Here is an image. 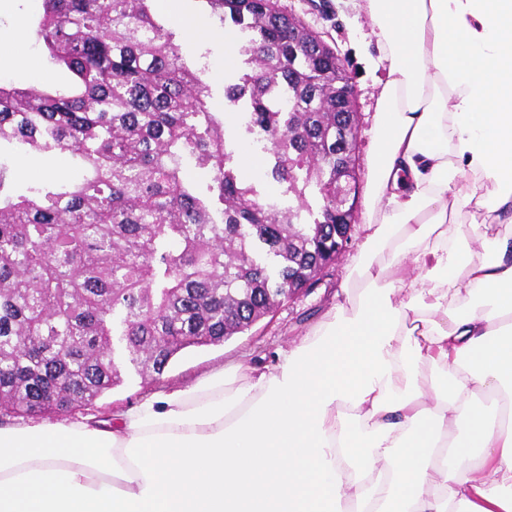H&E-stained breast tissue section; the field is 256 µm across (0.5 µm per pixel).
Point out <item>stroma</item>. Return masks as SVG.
I'll list each match as a JSON object with an SVG mask.
<instances>
[{
	"mask_svg": "<svg viewBox=\"0 0 512 512\" xmlns=\"http://www.w3.org/2000/svg\"><path fill=\"white\" fill-rule=\"evenodd\" d=\"M277 5L329 44L352 76L359 114L357 155L361 185L352 242L312 288L283 302L245 333L232 336L218 346L186 349L159 381L144 382L135 375L126 377L123 386L95 402L97 416L111 417L113 412L135 405L154 390L192 385L205 375L230 369L244 357L253 364L272 363L276 349L296 345L308 337L329 318L336 304L344 302L346 296L355 295L360 286L358 267L364 243L362 226L367 217L375 113L387 64L381 61L380 49L371 35L364 0H277ZM40 9L41 0H0V47L7 55H26L28 46L35 44L33 30L24 29L23 23ZM156 9L159 16L173 27L175 41L184 58L202 69L203 79L210 90L212 110L226 116L227 144L237 154L248 152L253 155V163L244 168V175L267 193L277 194L278 187L270 176L267 155L262 150L263 139L258 134L245 133L244 114L224 97L225 86L235 80L234 73L210 66L211 61L224 56L227 25L210 14L202 0H176L171 9L163 0H158ZM21 33L26 36L22 42L17 39Z\"/></svg>",
	"mask_w": 512,
	"mask_h": 512,
	"instance_id": "obj_1",
	"label": "stroma"
}]
</instances>
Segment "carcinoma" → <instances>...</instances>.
<instances>
[{
	"instance_id": "carcinoma-1",
	"label": "carcinoma",
	"mask_w": 512,
	"mask_h": 512,
	"mask_svg": "<svg viewBox=\"0 0 512 512\" xmlns=\"http://www.w3.org/2000/svg\"><path fill=\"white\" fill-rule=\"evenodd\" d=\"M41 2L37 44L70 85L0 81V410L24 419L156 380L288 300L336 236L324 139L341 116L316 111L309 84L336 58L309 40L290 61L295 20L274 0H202L247 34L225 97L264 134L283 208L242 175L153 0ZM62 153L77 178L17 174Z\"/></svg>"
}]
</instances>
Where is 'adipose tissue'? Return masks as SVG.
Masks as SVG:
<instances>
[{
  "instance_id": "1",
  "label": "adipose tissue",
  "mask_w": 512,
  "mask_h": 512,
  "mask_svg": "<svg viewBox=\"0 0 512 512\" xmlns=\"http://www.w3.org/2000/svg\"><path fill=\"white\" fill-rule=\"evenodd\" d=\"M366 3L389 263L241 385L0 427V512H512V0Z\"/></svg>"
}]
</instances>
